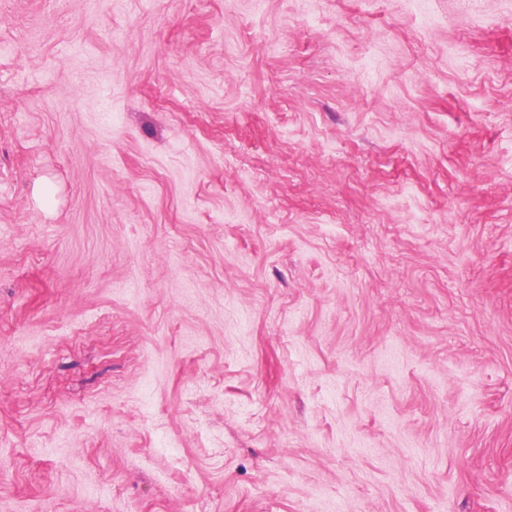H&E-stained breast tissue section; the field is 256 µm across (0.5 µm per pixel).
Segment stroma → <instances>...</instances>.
I'll return each instance as SVG.
<instances>
[{
	"mask_svg": "<svg viewBox=\"0 0 512 512\" xmlns=\"http://www.w3.org/2000/svg\"><path fill=\"white\" fill-rule=\"evenodd\" d=\"M0 512H512V0H0Z\"/></svg>",
	"mask_w": 512,
	"mask_h": 512,
	"instance_id": "35a3bbf8",
	"label": "stroma"
}]
</instances>
